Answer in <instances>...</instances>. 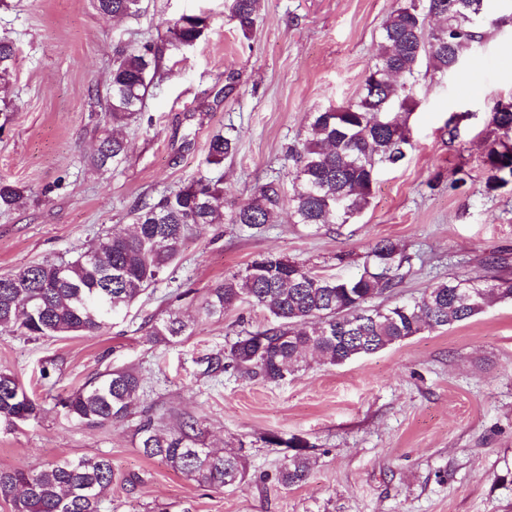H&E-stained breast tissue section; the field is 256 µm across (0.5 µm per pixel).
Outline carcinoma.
<instances>
[{"label":"carcinoma","mask_w":512,"mask_h":512,"mask_svg":"<svg viewBox=\"0 0 512 512\" xmlns=\"http://www.w3.org/2000/svg\"><path fill=\"white\" fill-rule=\"evenodd\" d=\"M476 0H401L382 26L372 69L398 78L362 84L355 100L309 115L305 138L289 150L295 171L291 189L277 180L256 187L243 204L227 212L224 187L204 176L155 199L144 195L129 212L133 230L115 225L74 259L45 262L0 274V331L33 340L68 334L94 336L178 258L196 224H238L257 228L271 223L288 207L296 224H346L368 206L376 168L397 166L411 146L402 113L414 103L413 89L421 65L443 75L456 71L455 59L472 60L482 40ZM142 0H108L100 10L136 16ZM258 0H231L230 20L243 36L253 29ZM208 25L207 17L186 15L169 28L173 46H190ZM16 58L12 41L0 39V101L6 102ZM160 50L145 44L121 46L110 73L105 99L110 127L101 132L91 158L97 170L118 166L127 145L118 130L135 122L159 74ZM498 99L490 108L489 133L495 135L486 154V188L495 191L512 182V110ZM238 138L212 137L206 164L219 167L237 149ZM26 203L24 190L0 180V210ZM404 255L398 243L377 241L361 272L343 279L322 275L283 257L265 255L243 273L224 277L207 290L209 317L241 303L263 309L272 326L239 335L224 350L206 358L205 374L216 377L232 368L243 377L280 383L296 371L306 352L319 353L329 364H343L400 343L424 330L466 322L498 301L512 302L508 264L491 257L495 275L454 276L437 283L418 300L379 308L376 296L396 287ZM189 336L178 315L152 323L146 340L168 344ZM144 396L143 380L132 369L108 370L65 398L44 405L23 389L8 370H0V429L20 425L54 411L88 427L126 418ZM139 448L200 486L221 489L244 483L243 455L206 446L198 420L185 417L164 431L150 417L137 428ZM293 453L276 479L284 486L304 483L312 462L308 445L291 439ZM115 478L111 461L81 456L53 461L40 469L25 465L0 469V498L12 512H101L103 493Z\"/></svg>","instance_id":"obj_1"}]
</instances>
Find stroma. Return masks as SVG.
I'll return each instance as SVG.
<instances>
[{"label": "stroma", "mask_w": 512, "mask_h": 512, "mask_svg": "<svg viewBox=\"0 0 512 512\" xmlns=\"http://www.w3.org/2000/svg\"><path fill=\"white\" fill-rule=\"evenodd\" d=\"M397 4L261 0L245 36L225 0H144L140 16L116 20L97 0H0V38L17 48L11 112L0 114V179L27 196L23 208L0 212V274L70 259L112 225L130 226L142 195L160 197L202 174L221 181L229 209L268 180L290 184L287 152L305 137L308 113L355 97ZM489 10L497 23L482 30L479 68L420 69L407 157L378 168L369 206L349 223L295 224L283 209L258 229L198 225L154 289L101 334L0 333V369L35 400L67 397L109 368L135 369L147 391L127 418L100 427L50 413L1 431L0 468L108 457L116 480L102 512H512L511 302L342 365L308 356L279 384L203 373L206 357L268 324L247 304L219 318L202 312L207 289L258 256L349 278L370 244L393 240L407 260L402 282L378 296L384 306L453 275L484 273L492 256L512 266V184L485 189L489 109L512 97V7L491 0ZM201 13L210 23L193 45H168L176 19ZM145 43L162 46L164 78L122 130L124 162L96 170L89 159L106 124L96 94L116 48ZM219 132L239 144L214 168L205 159ZM174 312L191 335L148 343L146 322ZM147 413L163 429L199 418L211 446L245 455L247 482L204 488L143 456L136 429ZM273 433L308 442L306 482L276 480L289 450L266 444Z\"/></svg>", "instance_id": "obj_1"}]
</instances>
